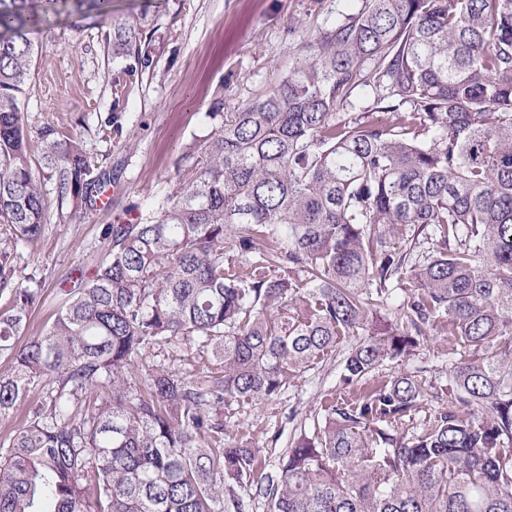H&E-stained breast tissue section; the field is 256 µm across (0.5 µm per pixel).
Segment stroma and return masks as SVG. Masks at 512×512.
Returning a JSON list of instances; mask_svg holds the SVG:
<instances>
[{
    "instance_id": "obj_1",
    "label": "stroma",
    "mask_w": 512,
    "mask_h": 512,
    "mask_svg": "<svg viewBox=\"0 0 512 512\" xmlns=\"http://www.w3.org/2000/svg\"><path fill=\"white\" fill-rule=\"evenodd\" d=\"M354 0H112L101 22H58L34 36L32 92L26 102L33 159H40V130L48 124L84 137L88 151L112 177V202L84 220H72L55 181L43 180L47 223L42 237L19 245L14 255L18 280L35 278L45 289L76 278L104 226L134 220L133 204L145 195L162 197L177 174L183 147L210 131L206 117L216 91L224 109L237 111L274 84L289 68L302 34H315L339 14L355 10ZM148 14L149 64L113 60L103 35L113 21ZM124 96L120 134L99 132L116 94ZM421 345L402 364L380 368L347 386L342 361L355 339L338 337L332 352L292 380L278 398L232 402L224 407L228 444L246 440L276 468L289 442L324 419L331 399L359 397L394 373L417 375L421 399L399 426L414 435L447 406L448 372L464 346L449 335L447 322L424 326Z\"/></svg>"
}]
</instances>
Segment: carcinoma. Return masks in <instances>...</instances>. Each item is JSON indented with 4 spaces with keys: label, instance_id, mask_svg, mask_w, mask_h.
I'll return each instance as SVG.
<instances>
[{
    "label": "carcinoma",
    "instance_id": "cac0c4a2",
    "mask_svg": "<svg viewBox=\"0 0 512 512\" xmlns=\"http://www.w3.org/2000/svg\"><path fill=\"white\" fill-rule=\"evenodd\" d=\"M65 11L112 4L0 0V420L57 383L0 448V512H252L257 498L269 512H512V0H361L239 111L218 96L164 197L106 225L90 267L56 287L53 323L21 345L44 291L15 279L14 250L46 224L41 177L79 220L111 183L50 125L34 167L33 35ZM145 23L112 25V58L149 62ZM360 86L385 119L338 117ZM408 285L406 329L380 309ZM432 317L465 355L421 433L394 426L423 390L399 373L330 403L275 471L225 445L229 400L274 399L360 333L343 367L358 382L410 357ZM156 346L201 367L145 362Z\"/></svg>",
    "mask_w": 512,
    "mask_h": 512
}]
</instances>
